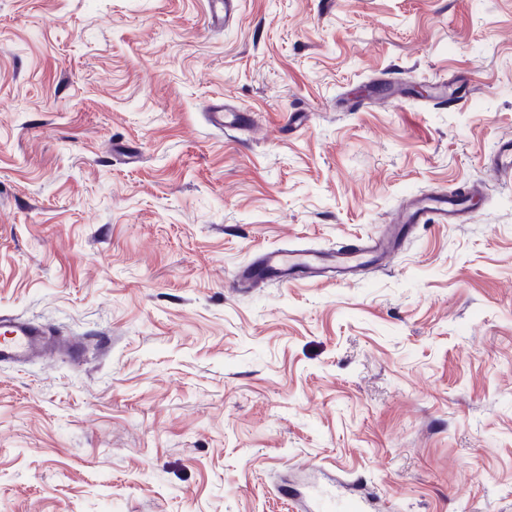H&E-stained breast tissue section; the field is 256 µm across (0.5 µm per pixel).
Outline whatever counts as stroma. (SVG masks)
Wrapping results in <instances>:
<instances>
[{
  "instance_id": "35a3bbf8",
  "label": "stroma",
  "mask_w": 512,
  "mask_h": 512,
  "mask_svg": "<svg viewBox=\"0 0 512 512\" xmlns=\"http://www.w3.org/2000/svg\"><path fill=\"white\" fill-rule=\"evenodd\" d=\"M0 0V512H512V0ZM247 109L227 133L210 101ZM381 268L241 290L268 249L389 231ZM235 0H206L208 10V26L222 27L229 19ZM492 168L503 182L512 180V138L500 140L492 158ZM454 193L457 197L467 198L464 189H457ZM457 197L448 194L416 196L402 212L400 223L461 224L466 219V211ZM0 362L15 359H45L51 352L47 331L32 321L0 319ZM330 484L313 483L308 486L302 510L305 512H370L371 500L357 495L346 481L330 478ZM336 486L347 493L339 495Z\"/></svg>"
}]
</instances>
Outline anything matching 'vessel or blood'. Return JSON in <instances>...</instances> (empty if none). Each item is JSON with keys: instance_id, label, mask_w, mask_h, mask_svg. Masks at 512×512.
<instances>
[{"instance_id": "obj_1", "label": "vessel or blood", "mask_w": 512, "mask_h": 512, "mask_svg": "<svg viewBox=\"0 0 512 512\" xmlns=\"http://www.w3.org/2000/svg\"><path fill=\"white\" fill-rule=\"evenodd\" d=\"M235 0H206L208 25L218 28L227 22ZM492 168L502 181L512 180V138L498 142L492 158ZM466 219L465 206L457 197L448 194H425L412 199L400 216L401 223L460 224ZM394 240L390 237H371L365 243L337 250L336 254L322 256L310 252L266 251L253 269L243 270L239 284L252 283L254 278L266 277L280 282L299 270H319L330 266L337 274L346 275L360 266L390 254ZM51 351L46 331L34 322L24 319H0V362L15 359L46 358ZM344 480L308 486L303 504L304 512H369V498L348 492Z\"/></svg>"}]
</instances>
